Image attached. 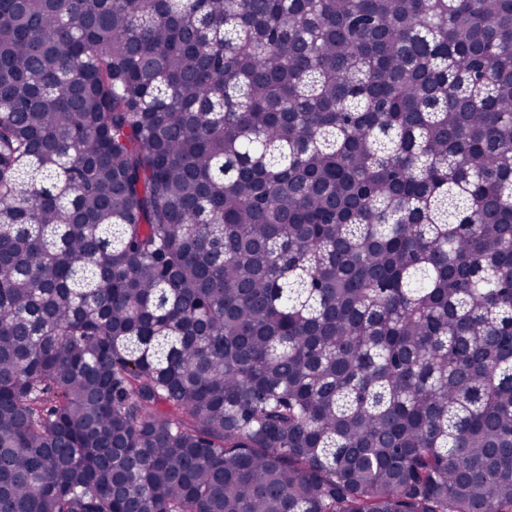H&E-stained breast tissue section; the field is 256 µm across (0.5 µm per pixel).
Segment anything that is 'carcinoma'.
Wrapping results in <instances>:
<instances>
[{"label":"carcinoma","mask_w":512,"mask_h":512,"mask_svg":"<svg viewBox=\"0 0 512 512\" xmlns=\"http://www.w3.org/2000/svg\"><path fill=\"white\" fill-rule=\"evenodd\" d=\"M0 512H512V0H0Z\"/></svg>","instance_id":"obj_1"}]
</instances>
